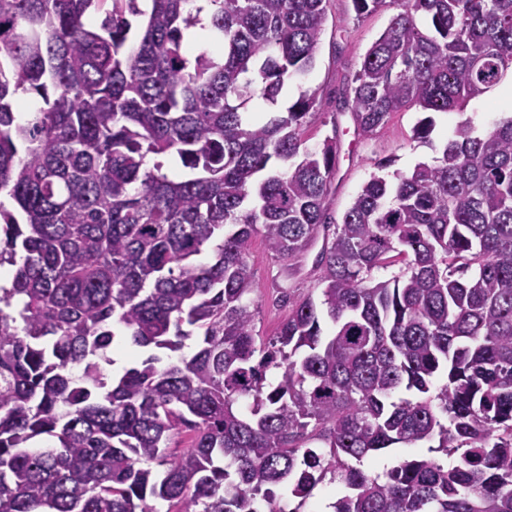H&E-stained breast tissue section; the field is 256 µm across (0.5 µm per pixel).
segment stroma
Returning <instances> with one entry per match:
<instances>
[{
	"label": "stroma",
	"instance_id": "35a3bbf8",
	"mask_svg": "<svg viewBox=\"0 0 512 512\" xmlns=\"http://www.w3.org/2000/svg\"><path fill=\"white\" fill-rule=\"evenodd\" d=\"M395 11L391 5L359 17L351 0H329L318 58L304 80L306 88L318 90L323 111H335L336 98L344 83ZM502 109V100L488 94L472 99L464 112L434 114L435 128L427 144L413 137L415 124L424 116L417 108L396 114L386 129L366 138L355 135L350 116H341L335 129L339 132L341 152L329 199L330 216L342 217L363 184L376 173L379 161L388 159L393 169L409 171L415 164L437 156L460 122H469L482 132L500 117ZM251 252L257 284L251 295L256 328L261 336L269 337L287 318L290 304L311 294L316 275L307 268L300 275L285 277L281 262L267 253L261 240H254Z\"/></svg>",
	"mask_w": 512,
	"mask_h": 512
}]
</instances>
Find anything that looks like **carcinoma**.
Returning a JSON list of instances; mask_svg holds the SVG:
<instances>
[{
    "mask_svg": "<svg viewBox=\"0 0 512 512\" xmlns=\"http://www.w3.org/2000/svg\"><path fill=\"white\" fill-rule=\"evenodd\" d=\"M147 2L0 0V191L24 215L0 204V512H301L275 488L304 502L328 475L332 512H512V114L372 175L336 220L338 141L304 137L336 118L302 87L328 0ZM393 3L338 98L357 135L512 78V0ZM257 237L296 264L324 240L320 298L266 341ZM118 329L166 357L105 373ZM424 448H390L384 455L375 458L367 465L368 471L372 474L379 473L378 469H386L398 465L400 462L411 459L415 455L422 452Z\"/></svg>",
    "mask_w": 512,
    "mask_h": 512,
    "instance_id": "1",
    "label": "carcinoma"
}]
</instances>
